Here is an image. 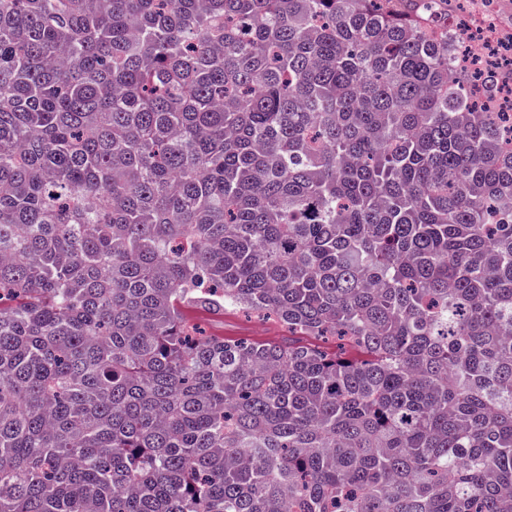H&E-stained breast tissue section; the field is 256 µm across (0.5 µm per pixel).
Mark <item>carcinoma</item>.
Wrapping results in <instances>:
<instances>
[{
  "mask_svg": "<svg viewBox=\"0 0 512 512\" xmlns=\"http://www.w3.org/2000/svg\"><path fill=\"white\" fill-rule=\"evenodd\" d=\"M441 2L0 0V512H512V125ZM185 316L189 321L201 325L208 333L229 339L248 336L259 341L281 342L288 336V332L276 322L263 321L255 315L236 314L231 310L224 315H215L187 308Z\"/></svg>",
  "mask_w": 512,
  "mask_h": 512,
  "instance_id": "cac0c4a2",
  "label": "carcinoma"
}]
</instances>
